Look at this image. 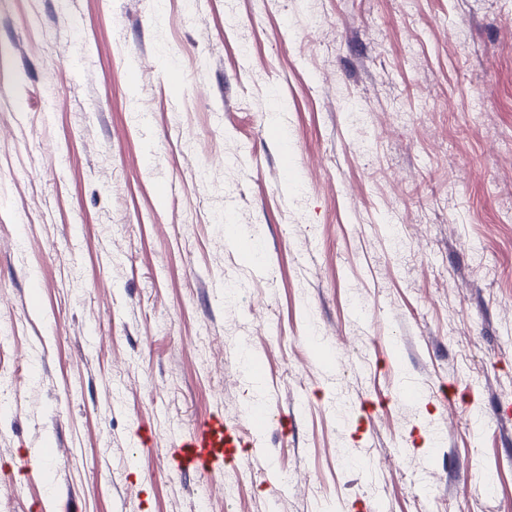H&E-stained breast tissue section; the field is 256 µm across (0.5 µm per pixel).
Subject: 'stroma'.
<instances>
[{
    "mask_svg": "<svg viewBox=\"0 0 512 512\" xmlns=\"http://www.w3.org/2000/svg\"><path fill=\"white\" fill-rule=\"evenodd\" d=\"M0 367V512H512V0H0ZM246 420L252 428L260 431L267 430L275 421L285 433L292 427L293 422L291 417H287L282 413L273 415L270 408L264 405L251 408L247 413ZM243 444L233 427L224 420H204L192 436L170 448L168 458L179 471L221 472L241 455Z\"/></svg>",
    "mask_w": 512,
    "mask_h": 512,
    "instance_id": "obj_1",
    "label": "stroma"
}]
</instances>
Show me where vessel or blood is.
Returning <instances> with one entry per match:
<instances>
[{
	"label": "vessel or blood",
	"instance_id": "b4317fda",
	"mask_svg": "<svg viewBox=\"0 0 512 512\" xmlns=\"http://www.w3.org/2000/svg\"><path fill=\"white\" fill-rule=\"evenodd\" d=\"M252 428L264 431L271 425L287 430L292 420L282 414H272L269 407L259 405L249 410L246 416ZM243 443L233 427L223 420L208 419L194 430L192 436L169 449L171 464L180 471L220 472L233 464L241 455Z\"/></svg>",
	"mask_w": 512,
	"mask_h": 512
}]
</instances>
